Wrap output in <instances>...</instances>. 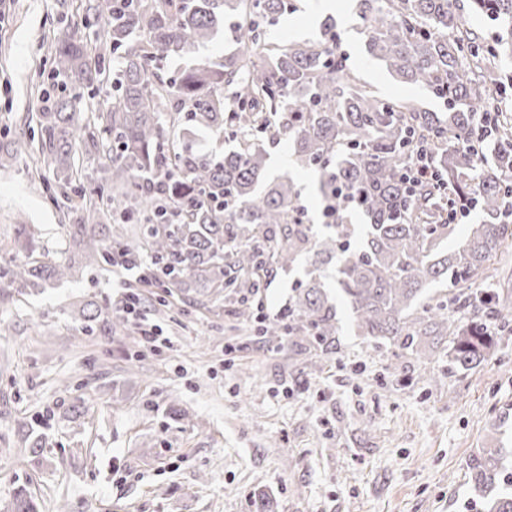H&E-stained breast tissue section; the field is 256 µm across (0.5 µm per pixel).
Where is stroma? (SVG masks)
Listing matches in <instances>:
<instances>
[{"label": "stroma", "mask_w": 512, "mask_h": 512, "mask_svg": "<svg viewBox=\"0 0 512 512\" xmlns=\"http://www.w3.org/2000/svg\"><path fill=\"white\" fill-rule=\"evenodd\" d=\"M87 0H14L0 23V130L36 121L61 93L48 47L71 28L101 40ZM353 9L340 48L372 90L446 106L370 60ZM35 224L57 261L73 257L68 224L23 162L0 169V264L15 227ZM137 272L99 270L33 296L0 299V512L17 489L38 512H484L469 462L502 449L512 470V335L499 355L463 374L436 355L387 362L350 330L311 371L307 350L238 326L225 300L196 307L141 289L146 316L171 345L140 349L135 329L87 328L85 311L117 315ZM237 350L225 354V345ZM82 405L73 418V405ZM43 439L22 446L24 430Z\"/></svg>", "instance_id": "obj_1"}]
</instances>
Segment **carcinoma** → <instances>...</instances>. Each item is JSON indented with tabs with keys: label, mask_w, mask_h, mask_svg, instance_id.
I'll list each match as a JSON object with an SVG mask.
<instances>
[{
	"label": "carcinoma",
	"mask_w": 512,
	"mask_h": 512,
	"mask_svg": "<svg viewBox=\"0 0 512 512\" xmlns=\"http://www.w3.org/2000/svg\"><path fill=\"white\" fill-rule=\"evenodd\" d=\"M470 2L496 21L492 42L465 27L454 0H357L367 54L443 99L438 113L368 90L338 50L331 18L314 40L268 46L263 34L288 0H91L87 10L107 12L103 39L92 47L78 27L55 39L53 70L67 94L0 156L3 166L28 152L33 175H52L56 198L79 193L82 205L65 210L78 258L44 259L38 231L19 224L22 258L0 266V296L77 280L112 264L114 252L137 250L149 258L140 287L176 290L195 306L223 294L249 326L264 307L260 289L305 261V278L260 332L277 339L286 330L289 344L312 347L311 367L335 349L340 309L355 335L393 357L424 361L440 348L450 373L479 366L494 336L512 332V293L480 287L512 249V113L502 107L512 0ZM227 19L236 49L169 74L173 57L192 55ZM115 54L108 75L101 61ZM102 96L110 105L93 111ZM193 127L229 147L199 150ZM413 135L447 189L404 191ZM282 141L294 169L315 176L322 224L301 214L290 173L268 176L267 145ZM82 153L106 176L78 192ZM467 205L479 222L448 223V208ZM503 460L499 448L471 460L485 512H512ZM10 512H37L32 495L18 491Z\"/></svg>",
	"instance_id": "carcinoma-1"
}]
</instances>
